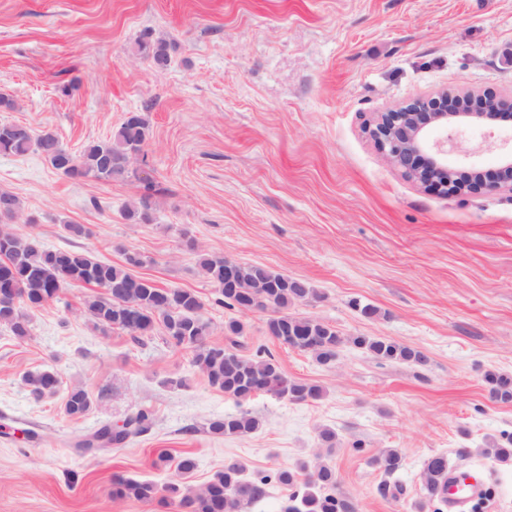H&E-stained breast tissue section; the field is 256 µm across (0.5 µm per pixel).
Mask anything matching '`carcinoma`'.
Returning a JSON list of instances; mask_svg holds the SVG:
<instances>
[{
	"label": "carcinoma",
	"instance_id": "obj_1",
	"mask_svg": "<svg viewBox=\"0 0 512 512\" xmlns=\"http://www.w3.org/2000/svg\"><path fill=\"white\" fill-rule=\"evenodd\" d=\"M137 52L157 68L170 63V46L164 38L144 34L137 42ZM149 136V124L141 112H131L107 139L88 144L81 152L69 150L51 131L35 132L31 127L13 122H0V154L25 155L40 153L59 174L68 178L94 177L112 180L131 173L132 160L143 152ZM147 194L125 210V217L141 223L150 222L149 199L154 183L143 179ZM0 222L7 223L22 212L19 198L0 189ZM140 253L125 252L122 265L96 259L89 252L68 248H47L34 238H21L8 231L0 232V324L12 336L24 340L31 336L30 313L46 303L60 300L64 288L88 284L102 289L89 295L83 311L94 327L103 333L118 329L140 341L161 329L166 340L191 349V364L208 383L225 395L246 402L255 396L251 386L258 384L279 399L293 402L317 401L323 397L320 386L292 379L270 354L248 358L226 347L212 345L211 323L202 314L203 303L196 292L182 288H160L152 280L135 275L141 267ZM198 265L204 277L213 284L222 299L220 304L240 308L244 295H255L269 306L271 316L266 322L268 335L295 348L321 365L336 361V353L344 339L333 327L313 318L299 317L288 308L317 298L316 291L305 281L276 273L262 265L239 263L228 275L224 258L207 253L198 254ZM352 342L379 359L418 362L420 352L382 338L356 336ZM492 395L499 401H512V377L488 373L485 376ZM34 399L57 393L60 379L52 369H43L23 376ZM92 406L89 394L73 389L63 401L64 413L72 418L85 415ZM150 416L139 410L128 415L122 424L103 425L84 448L123 446L147 431ZM260 421L247 410L217 418L209 423L211 433L227 437H247L256 432ZM500 462L512 460V436L484 450ZM403 458L395 449H386L369 459V463L387 474L397 472ZM448 469V457L436 455L428 459L424 469L427 490H432ZM246 466L231 460L224 470L203 487L194 489L174 482L163 487L153 482L117 476L112 480V494L121 499L151 501L166 491L177 500L180 512H241L245 504L258 502L268 494L269 477L247 478ZM279 483L297 488L284 512H356L351 501L336 494L333 470L320 467L307 472L302 464L295 469L277 473Z\"/></svg>",
	"mask_w": 512,
	"mask_h": 512
}]
</instances>
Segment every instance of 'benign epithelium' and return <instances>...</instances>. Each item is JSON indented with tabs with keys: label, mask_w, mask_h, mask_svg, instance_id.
I'll list each match as a JSON object with an SVG mask.
<instances>
[{
	"label": "benign epithelium",
	"mask_w": 512,
	"mask_h": 512,
	"mask_svg": "<svg viewBox=\"0 0 512 512\" xmlns=\"http://www.w3.org/2000/svg\"><path fill=\"white\" fill-rule=\"evenodd\" d=\"M501 104L503 101L493 92L475 96L439 91L379 113L368 133L391 164L435 192L512 191V154L502 158L505 177L488 180L474 163L464 166L448 163V153L458 149L454 135L442 142L431 139L436 129L477 125Z\"/></svg>",
	"instance_id": "benign-epithelium-1"
}]
</instances>
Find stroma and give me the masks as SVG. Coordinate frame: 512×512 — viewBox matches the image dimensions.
<instances>
[{
    "instance_id": "35a3bbf8",
    "label": "stroma",
    "mask_w": 512,
    "mask_h": 512,
    "mask_svg": "<svg viewBox=\"0 0 512 512\" xmlns=\"http://www.w3.org/2000/svg\"><path fill=\"white\" fill-rule=\"evenodd\" d=\"M147 30L172 45L165 69L137 54ZM443 89L512 97V0H0V95L15 103L0 122L54 132L78 152L144 113L143 168L156 186L143 224L124 215L144 193L135 176L71 179L39 153L0 154V189L23 204L12 230L115 265L140 252L138 275L199 295L211 343L229 345L224 324L239 320L241 355L268 348L288 377L326 392L315 402L254 397L242 407L260 419L257 432L214 436L209 422L242 407L209 385L190 349L159 331L142 344L101 333L82 312L90 287L68 288L32 312L29 338L0 325V512H177L114 497L112 478L176 482L184 456L196 461L183 479L195 487L232 459L271 476L268 496L242 512H282L291 491L274 477L302 462L333 468L358 512L436 510L423 470L439 454L484 470L491 512H512V461L480 453L512 434V402L484 381L512 375V191L426 189L365 132L377 113ZM459 140L494 173L512 149V120ZM70 224L90 236H70ZM202 252L309 282L318 299L293 311L344 336L337 360L324 366L270 338L267 312L219 305ZM367 304L378 316L361 314ZM355 336L414 348L428 363L376 359ZM48 367L58 392L34 399L22 377ZM74 387L93 401L79 418L62 408ZM141 409L151 424L131 443L80 448ZM326 428L335 448L319 441ZM388 448L403 457L392 475L369 463ZM386 484L402 495L382 494Z\"/></svg>"
}]
</instances>
